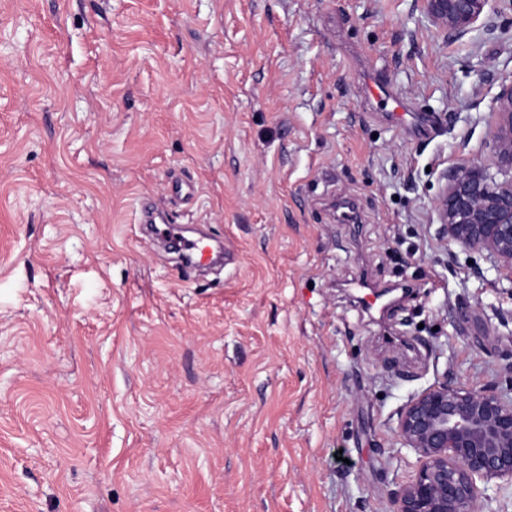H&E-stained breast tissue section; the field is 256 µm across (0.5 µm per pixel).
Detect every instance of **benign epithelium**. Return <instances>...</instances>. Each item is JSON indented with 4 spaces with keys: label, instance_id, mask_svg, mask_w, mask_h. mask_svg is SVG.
Returning <instances> with one entry per match:
<instances>
[{
    "label": "benign epithelium",
    "instance_id": "obj_1",
    "mask_svg": "<svg viewBox=\"0 0 512 512\" xmlns=\"http://www.w3.org/2000/svg\"><path fill=\"white\" fill-rule=\"evenodd\" d=\"M493 0H420L443 37L464 36ZM493 166L465 162L448 168L435 200L448 243L492 260L494 284L512 295V82L496 97ZM395 434L418 458L414 479L388 494L387 512H486L481 482L512 489V389L495 381L461 386L446 380L412 397Z\"/></svg>",
    "mask_w": 512,
    "mask_h": 512
}]
</instances>
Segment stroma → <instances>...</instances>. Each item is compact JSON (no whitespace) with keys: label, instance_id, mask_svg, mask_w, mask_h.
Here are the masks:
<instances>
[{"label":"stroma","instance_id":"35a3bbf8","mask_svg":"<svg viewBox=\"0 0 512 512\" xmlns=\"http://www.w3.org/2000/svg\"><path fill=\"white\" fill-rule=\"evenodd\" d=\"M510 81L512 0L449 40L417 0H0V512H385L400 409L512 354L434 207ZM364 274L415 285L394 342ZM163 224L164 228H158L157 233L176 242L182 258H187L191 263H203L209 259V251L202 240L184 237L177 224ZM349 287L354 290L358 297L365 298V301L369 304V310H373L374 313H378L380 316H383L394 302V298L391 296L395 289H382L363 279L350 283Z\"/></svg>","mask_w":512,"mask_h":512}]
</instances>
